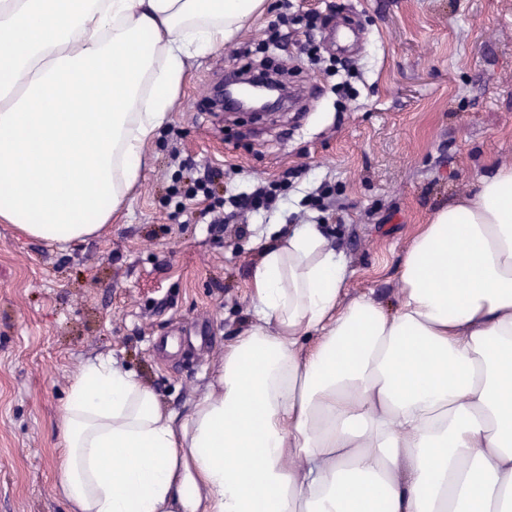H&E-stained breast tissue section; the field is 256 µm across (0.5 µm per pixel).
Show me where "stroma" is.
<instances>
[{
	"label": "stroma",
	"instance_id": "35a3bbf8",
	"mask_svg": "<svg viewBox=\"0 0 512 512\" xmlns=\"http://www.w3.org/2000/svg\"><path fill=\"white\" fill-rule=\"evenodd\" d=\"M282 0L223 49L192 61L167 125L110 227L65 247L0 224V512H69L59 489L56 416L86 360L109 354L184 413L250 318L252 267L272 224H306L307 195L333 186L325 229L347 261L348 294L389 305L401 254L435 210L491 164H512V0H289L348 19L352 98L337 58L275 52L299 108L268 122L225 119L213 86L265 39ZM219 168L216 196L298 170L272 214L212 229L170 197L177 161Z\"/></svg>",
	"mask_w": 512,
	"mask_h": 512
}]
</instances>
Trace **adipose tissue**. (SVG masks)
I'll return each mask as SVG.
<instances>
[{"label":"adipose tissue","mask_w":512,"mask_h":512,"mask_svg":"<svg viewBox=\"0 0 512 512\" xmlns=\"http://www.w3.org/2000/svg\"><path fill=\"white\" fill-rule=\"evenodd\" d=\"M265 0H0V224L96 235L189 60ZM322 225L275 227L252 317L184 415L112 356L58 417L71 512H512V165L411 238L394 309Z\"/></svg>","instance_id":"adipose-tissue-1"}]
</instances>
